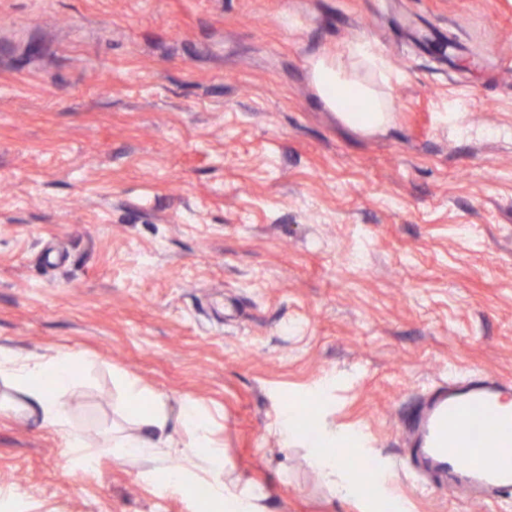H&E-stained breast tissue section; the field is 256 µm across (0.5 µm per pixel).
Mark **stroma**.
<instances>
[{"label": "stroma", "instance_id": "stroma-1", "mask_svg": "<svg viewBox=\"0 0 512 512\" xmlns=\"http://www.w3.org/2000/svg\"><path fill=\"white\" fill-rule=\"evenodd\" d=\"M359 42L383 133L309 79ZM0 346L81 358L93 444L133 427L117 374L202 400L263 512H512L419 489L400 429L448 373L512 379V0H0ZM288 406L366 460L355 495L281 444ZM65 446L0 410V512H199Z\"/></svg>", "mask_w": 512, "mask_h": 512}]
</instances>
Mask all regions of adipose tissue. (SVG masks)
Returning <instances> with one entry per match:
<instances>
[{"label": "adipose tissue", "mask_w": 512, "mask_h": 512, "mask_svg": "<svg viewBox=\"0 0 512 512\" xmlns=\"http://www.w3.org/2000/svg\"><path fill=\"white\" fill-rule=\"evenodd\" d=\"M310 77L325 107L349 127L366 133L382 132L393 122L394 106L387 91L390 72L384 60L364 43L350 47L347 57L321 54L310 63ZM79 358L55 351L25 361L0 346V380L10 382L24 399L21 411L42 425L63 430L67 451L77 460L92 457L83 435L70 424L65 394L73 383ZM123 404L138 408L131 433L114 432L106 447L121 457L181 460L168 472L165 489L186 493L204 484L209 496L225 512H262V488L242 489L226 476L224 451L213 439L214 416L200 401L183 400L171 411L165 395L148 390L129 377H121Z\"/></svg>", "instance_id": "adipose-tissue-1"}]
</instances>
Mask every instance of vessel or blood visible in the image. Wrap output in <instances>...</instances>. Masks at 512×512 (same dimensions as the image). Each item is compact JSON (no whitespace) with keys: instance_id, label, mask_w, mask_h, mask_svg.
Segmentation results:
<instances>
[{"instance_id":"1","label":"vessel or blood","mask_w":512,"mask_h":512,"mask_svg":"<svg viewBox=\"0 0 512 512\" xmlns=\"http://www.w3.org/2000/svg\"><path fill=\"white\" fill-rule=\"evenodd\" d=\"M409 471L478 500L512 497V466L494 464L512 441V381L489 372L427 386L402 423Z\"/></svg>"}]
</instances>
